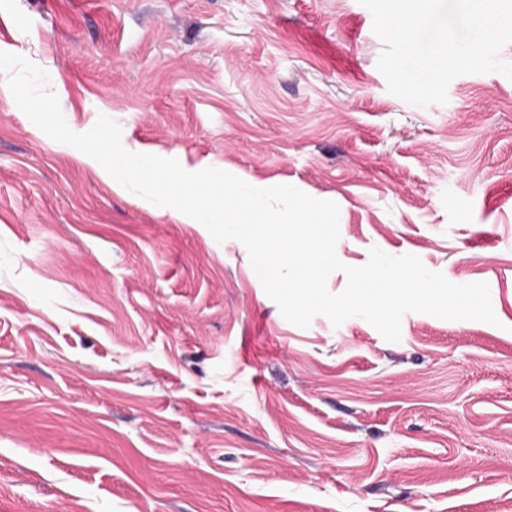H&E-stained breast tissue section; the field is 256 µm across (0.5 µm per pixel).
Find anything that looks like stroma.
Segmentation results:
<instances>
[{
	"instance_id": "1",
	"label": "stroma",
	"mask_w": 512,
	"mask_h": 512,
	"mask_svg": "<svg viewBox=\"0 0 512 512\" xmlns=\"http://www.w3.org/2000/svg\"><path fill=\"white\" fill-rule=\"evenodd\" d=\"M359 0H0L68 126L340 208L338 258L498 325L289 323L244 245L113 186L0 72V512H512V79L391 94Z\"/></svg>"
}]
</instances>
